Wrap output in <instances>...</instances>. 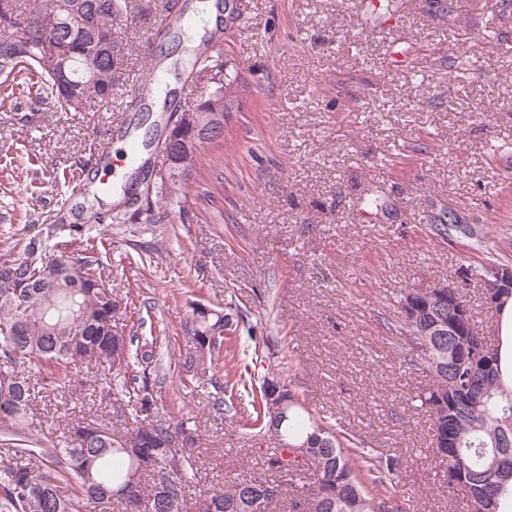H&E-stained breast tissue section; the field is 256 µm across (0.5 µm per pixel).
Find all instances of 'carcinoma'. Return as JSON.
<instances>
[{
	"label": "carcinoma",
	"mask_w": 512,
	"mask_h": 512,
	"mask_svg": "<svg viewBox=\"0 0 512 512\" xmlns=\"http://www.w3.org/2000/svg\"><path fill=\"white\" fill-rule=\"evenodd\" d=\"M134 8V0H105L103 8L98 0H0V19L25 15L36 21L24 54L0 58V76L16 74L21 64H43L46 86L63 111L87 112L93 102H112L125 82L119 58L77 84L65 77L61 65L70 70L95 56L89 30L109 32ZM48 40L56 55L53 64L44 58ZM187 184H168L159 172L153 189L173 213L181 209ZM41 248L34 236L26 257L0 263L25 285L17 295L0 293V419L22 438L36 399L29 369L56 380L94 362L108 366L113 378L125 384L130 359L148 365L156 350V342L146 340L130 352L137 337L117 328L121 302L94 261L67 251L45 260L37 257ZM434 315L439 335L427 337L426 347L411 351L409 359L410 368L432 380L414 400L430 417L433 453L456 478L448 491L463 494L467 512H499L501 493L512 481L502 470L505 464L512 468V387L501 378L499 347L490 346L489 371L467 369L461 361L469 337L451 335L450 307ZM193 322L196 353L220 352L224 316L197 307ZM137 380L132 427L116 428L103 417L78 419L68 424L54 448L0 450L9 457L0 465V512H114L118 505L123 512H185L186 489L198 473L192 453L198 437L160 422L154 384L146 374L132 378ZM278 387L286 391L288 404L273 423L268 399ZM254 413L253 425L275 426L284 451L308 447V469L299 472L276 456L270 466L279 471V479H236L206 496L198 512H273L290 487L296 492L292 512H404L392 465L365 450L351 452L347 438L315 418L281 379H263Z\"/></svg>",
	"instance_id": "obj_1"
}]
</instances>
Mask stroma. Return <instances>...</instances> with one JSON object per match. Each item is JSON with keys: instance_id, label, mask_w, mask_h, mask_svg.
<instances>
[{"instance_id": "1", "label": "stroma", "mask_w": 512, "mask_h": 512, "mask_svg": "<svg viewBox=\"0 0 512 512\" xmlns=\"http://www.w3.org/2000/svg\"><path fill=\"white\" fill-rule=\"evenodd\" d=\"M158 0L122 24L127 85L168 72L178 105L208 94L213 66L238 70L242 109L201 149L183 216L97 223L122 202L104 169L140 115L122 100L87 112L39 101L37 73L0 88V261L41 232L47 253L89 250L126 300L140 338H156L160 419L197 430L198 475L186 512L233 480L268 477L282 447L248 426L250 397L218 409L226 381L283 374L301 402L396 458L406 512H465L430 447L412 396L404 292L455 278L486 253L512 263V0H237L239 18L195 63L203 31L156 38ZM393 25L394 40L380 37ZM465 224L471 235H435ZM223 312L234 347L220 366L187 363L192 311ZM97 364L72 385H39L29 438L51 447L71 419L120 415L101 405Z\"/></svg>"}]
</instances>
